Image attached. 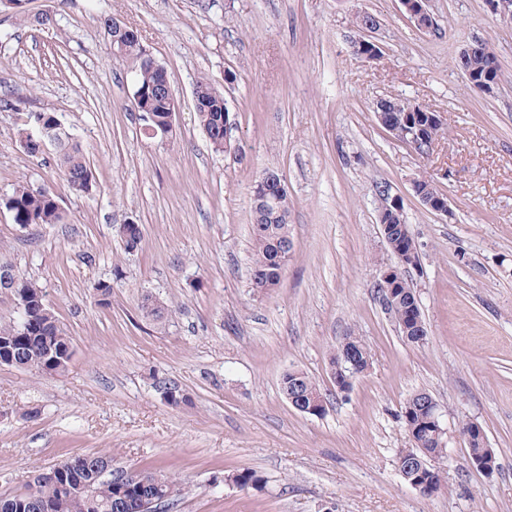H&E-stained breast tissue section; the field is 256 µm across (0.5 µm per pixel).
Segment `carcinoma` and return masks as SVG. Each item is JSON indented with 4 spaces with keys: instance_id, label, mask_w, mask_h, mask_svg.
<instances>
[{
    "instance_id": "1",
    "label": "carcinoma",
    "mask_w": 512,
    "mask_h": 512,
    "mask_svg": "<svg viewBox=\"0 0 512 512\" xmlns=\"http://www.w3.org/2000/svg\"><path fill=\"white\" fill-rule=\"evenodd\" d=\"M9 11L23 22L35 27H47L54 22L26 14L19 0H0V12ZM125 45L124 58L131 60L136 67L137 85L135 93L139 99L133 101L139 112L153 114L158 121L166 118L163 100L158 97L153 84L156 76L153 64L143 56L142 37L138 29L129 26L127 31L118 34ZM194 109L199 125L216 151L226 149L230 142L224 140V115L230 114L224 102V93L209 81L201 80L196 85ZM57 127L59 133L58 160L63 178L71 191L86 193L91 188L92 173L84 158L81 145L73 134L60 127V120L53 112H33L30 116V129L35 132L45 127ZM13 216L14 223L23 227L37 224H58L63 219L58 197L50 188L33 189L27 183H18L12 193L0 201ZM283 213L276 211L252 212V235L254 253L252 258L251 288L258 293H266L276 288L288 266L293 250V239L289 231L290 207L288 200L281 202ZM387 246L391 253L403 250L409 245L407 224L395 220L385 232ZM17 290L27 298L24 315L8 324H0V342L6 341L18 349L14 366L35 370L42 374L59 375L66 371L70 362V337L59 323L58 318L45 300L42 288L35 282L18 277ZM419 305L413 285L407 277L396 284L393 299L387 310L399 317V331L405 341L420 345L426 337L419 335L422 328L417 312ZM168 308L150 296L143 298L142 315L158 319ZM344 341L359 355L358 371L370 367L371 359L366 346L354 336ZM297 387L305 402L322 394L318 384L306 373L299 370L285 372L281 379L283 395ZM156 390L170 394L169 403L178 404L184 400L181 388L168 379H156ZM404 424L409 441L414 448H424L430 454L444 460L447 448L440 447L434 436L433 423L425 405L419 401L403 407ZM112 466V473L105 475L103 470ZM229 479L241 489H259L263 480L251 471H238ZM420 479L429 481L444 491L448 488L443 469L428 467L420 474ZM149 495L165 497L169 503L179 501L182 488L178 480L162 471L144 472L130 469L115 463L114 457L105 454H84L65 462L53 474H35L27 485L26 492L0 498V512H143L142 501ZM91 497L92 506H87L86 497Z\"/></svg>"
}]
</instances>
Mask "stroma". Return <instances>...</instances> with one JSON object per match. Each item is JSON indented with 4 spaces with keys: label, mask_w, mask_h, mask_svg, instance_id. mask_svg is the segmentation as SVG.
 Listing matches in <instances>:
<instances>
[{
    "label": "stroma",
    "mask_w": 512,
    "mask_h": 512,
    "mask_svg": "<svg viewBox=\"0 0 512 512\" xmlns=\"http://www.w3.org/2000/svg\"><path fill=\"white\" fill-rule=\"evenodd\" d=\"M51 12L38 30L0 14V199L18 182L51 188L64 220L15 224L0 206V267L35 281L71 337L67 371L0 365V495L88 453L163 470L183 485L174 512H512V24L484 0H430L424 33L399 0H27ZM375 16L382 51L357 57V15ZM138 28L180 102L168 140L147 138L132 106L135 74L113 54L104 22ZM487 43L493 93L459 66ZM223 90L231 147L217 152L194 112L193 88ZM392 97L439 112L447 129L430 156L391 139L373 105ZM52 111L81 144L91 191H70L55 150L19 143L34 112ZM284 180L294 254L277 288L254 292L253 187ZM433 181L439 214L412 190ZM403 200L420 264L408 269L428 330L405 342L384 311L381 271L394 258L374 187ZM143 229L124 252L119 225ZM112 285L109 305L93 286ZM153 296L170 313L144 318ZM370 368L350 392L329 377L344 337ZM326 394L324 415L294 409L286 370ZM177 382L172 407L155 378ZM439 404L448 489L421 497L400 476L409 445L402 408L414 393ZM497 453L490 474L470 461L465 423ZM248 469L261 489L227 482Z\"/></svg>",
    "instance_id": "35a3bbf8"
}]
</instances>
